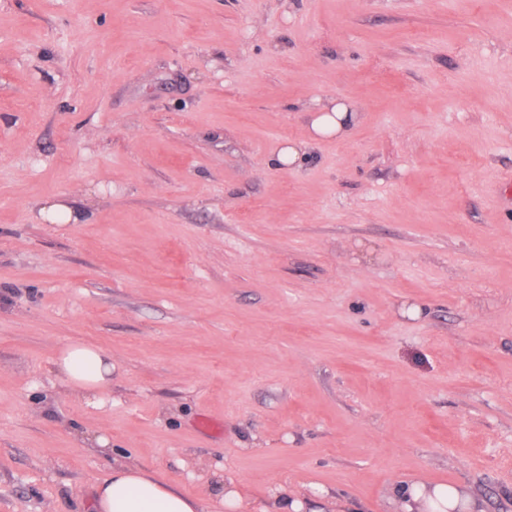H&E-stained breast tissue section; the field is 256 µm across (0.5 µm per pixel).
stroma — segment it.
I'll list each match as a JSON object with an SVG mask.
<instances>
[{
    "label": "stroma",
    "instance_id": "obj_1",
    "mask_svg": "<svg viewBox=\"0 0 512 512\" xmlns=\"http://www.w3.org/2000/svg\"><path fill=\"white\" fill-rule=\"evenodd\" d=\"M116 460L213 512H512V0H0V512ZM355 118L356 112L350 111L344 103L321 106L311 115L310 141L340 134ZM56 374L73 391L83 394L91 402L112 375L109 356L97 347L85 344H70L54 359ZM393 502L396 512H454L458 507H465L463 512L477 511L473 498L458 487L447 484H437L428 488L424 483H413L397 487Z\"/></svg>",
    "mask_w": 512,
    "mask_h": 512
}]
</instances>
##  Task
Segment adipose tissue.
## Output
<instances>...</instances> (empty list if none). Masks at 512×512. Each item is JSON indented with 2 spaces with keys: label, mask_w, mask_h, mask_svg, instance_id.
Returning <instances> with one entry per match:
<instances>
[{
  "label": "adipose tissue",
  "mask_w": 512,
  "mask_h": 512,
  "mask_svg": "<svg viewBox=\"0 0 512 512\" xmlns=\"http://www.w3.org/2000/svg\"><path fill=\"white\" fill-rule=\"evenodd\" d=\"M56 374L73 391L89 399L109 381L112 364L101 349L85 344L64 347L54 360ZM393 502L398 512H475L473 498L447 484L413 483L396 488ZM95 512H206V504L183 494L175 485L156 478L143 468L117 463L111 475L95 489Z\"/></svg>",
  "instance_id": "adipose-tissue-1"
}]
</instances>
